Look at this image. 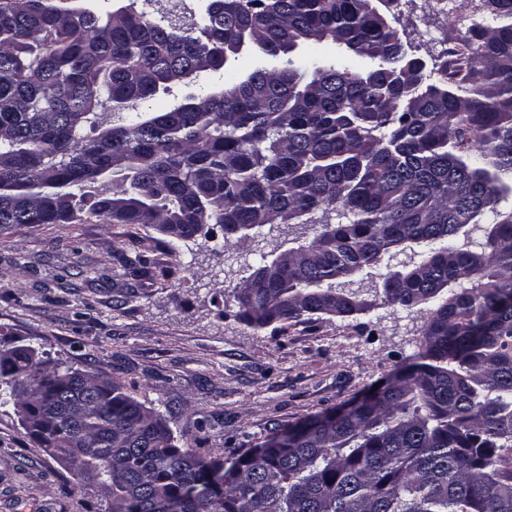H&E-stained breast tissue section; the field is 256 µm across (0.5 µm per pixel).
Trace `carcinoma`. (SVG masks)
Listing matches in <instances>:
<instances>
[{"label": "carcinoma", "mask_w": 512, "mask_h": 512, "mask_svg": "<svg viewBox=\"0 0 512 512\" xmlns=\"http://www.w3.org/2000/svg\"><path fill=\"white\" fill-rule=\"evenodd\" d=\"M135 2L103 16L0 0V233L87 216L181 240L217 224L236 246L333 211L262 286L242 279L238 317L283 330L364 314L378 303L354 279L403 254L375 295L422 319L429 360L333 423H302L232 480L224 454L179 448L118 382L85 372L68 399L28 346L0 350L3 403L105 485L112 512H512V212L481 223L512 195V0H484L488 20L430 83L388 18L398 0H207L200 26L184 0L158 22ZM245 40L277 72L137 111ZM324 42L371 65L302 81L289 55Z\"/></svg>", "instance_id": "carcinoma-1"}]
</instances>
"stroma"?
I'll return each instance as SVG.
<instances>
[{
  "mask_svg": "<svg viewBox=\"0 0 512 512\" xmlns=\"http://www.w3.org/2000/svg\"><path fill=\"white\" fill-rule=\"evenodd\" d=\"M481 0H400L396 27L414 54L460 44ZM313 231L261 228L175 240L141 224H38L0 235V349L34 348L60 369L119 382L166 422L175 444L208 455L264 444L274 431L339 407L415 363L420 318L379 305L348 319L256 329L235 288ZM146 256L135 277L122 259ZM207 419L205 430L196 422ZM100 484L49 456L0 405V512H109Z\"/></svg>",
  "mask_w": 512,
  "mask_h": 512,
  "instance_id": "stroma-1",
  "label": "stroma"
}]
</instances>
